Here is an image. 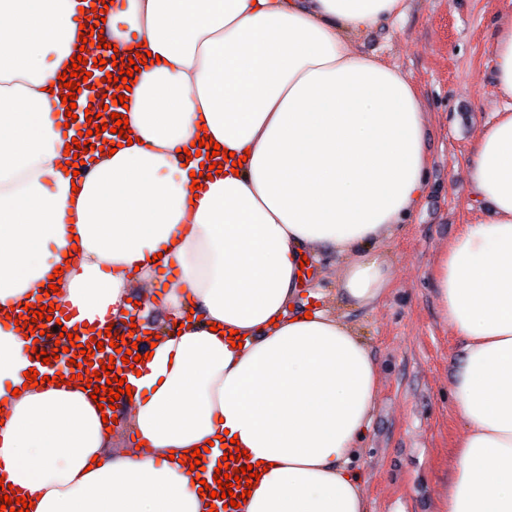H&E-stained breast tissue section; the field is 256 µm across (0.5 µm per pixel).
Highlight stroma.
I'll return each instance as SVG.
<instances>
[{"label":"stroma","mask_w":512,"mask_h":512,"mask_svg":"<svg viewBox=\"0 0 512 512\" xmlns=\"http://www.w3.org/2000/svg\"><path fill=\"white\" fill-rule=\"evenodd\" d=\"M504 0H408L405 15L358 38L415 84L429 130L427 193L379 251L393 285L374 305L343 296L342 260L322 253L307 286L351 326L381 375L373 419L351 468L366 512H436L462 427L450 385L459 341L441 316L433 267L471 216L470 144L499 107L487 52Z\"/></svg>","instance_id":"35a3bbf8"}]
</instances>
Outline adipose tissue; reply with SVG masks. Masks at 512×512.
Returning <instances> with one entry per match:
<instances>
[{
  "instance_id": "adipose-tissue-1",
  "label": "adipose tissue",
  "mask_w": 512,
  "mask_h": 512,
  "mask_svg": "<svg viewBox=\"0 0 512 512\" xmlns=\"http://www.w3.org/2000/svg\"><path fill=\"white\" fill-rule=\"evenodd\" d=\"M405 11L406 0H125L106 18L113 47L158 58L128 97L137 141L97 153L77 180L61 167L76 131L50 90L82 45L75 0H0V314L44 295L59 268L56 302L120 320L136 293L157 335L124 403L137 444L118 448L82 381L26 386V340L0 322V470L30 512H210L178 458L226 432L269 466L240 512H366L350 465L378 367L336 316L289 307L302 257L322 252L343 259L353 305L391 284L376 246L425 194L427 118L412 81L354 42ZM488 52L502 105L472 143L469 190L492 217L463 225L433 271L462 340V435L438 512H512L511 7ZM204 136L243 164L195 193L201 160L184 150Z\"/></svg>"
}]
</instances>
